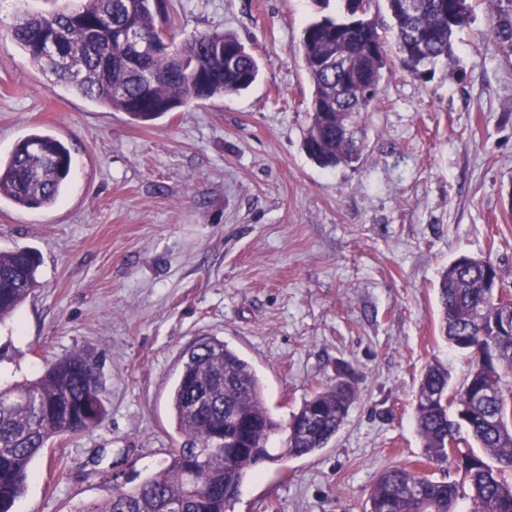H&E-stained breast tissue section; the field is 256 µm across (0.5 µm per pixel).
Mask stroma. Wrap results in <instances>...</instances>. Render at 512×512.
<instances>
[{
    "instance_id": "35a3bbf8",
    "label": "stroma",
    "mask_w": 512,
    "mask_h": 512,
    "mask_svg": "<svg viewBox=\"0 0 512 512\" xmlns=\"http://www.w3.org/2000/svg\"><path fill=\"white\" fill-rule=\"evenodd\" d=\"M473 4L452 57L385 69L360 160L335 168L303 147L300 43L338 0H166L176 42L234 33L260 71L148 125L0 48V157L34 132L72 157L53 207L0 200V251L41 257L35 292L0 321V387L77 351L107 390L104 421L49 441L12 512H75L156 471L181 440L179 356L205 337L250 363L280 422L336 378L358 391L326 448L262 465L231 512H364L381 472L428 468L420 378L444 364L455 390L468 369L439 332L440 273L488 257L512 292V52L496 33L512 5Z\"/></svg>"
}]
</instances>
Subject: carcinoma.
<instances>
[{"instance_id":"cac0c4a2","label":"carcinoma","mask_w":512,"mask_h":512,"mask_svg":"<svg viewBox=\"0 0 512 512\" xmlns=\"http://www.w3.org/2000/svg\"><path fill=\"white\" fill-rule=\"evenodd\" d=\"M54 12L26 10L8 34L30 62L74 93L146 123L190 102L248 89L259 66L253 52L230 32H211L176 45L153 44L171 36L157 22L159 0H79ZM373 0H345V16L324 17L303 30L301 55L313 86L305 149L324 168L358 160L341 134L342 113L362 125L377 108L382 72L390 63L369 17ZM410 13L385 6L392 19L395 57L409 46L421 66L452 55V37L472 11L471 0H413ZM137 29L135 48L123 39ZM57 40L80 67L74 76L42 48ZM238 49L234 64L219 52ZM324 56L331 66H319ZM71 154L56 138L32 133L0 159V198L21 207H52L71 172ZM38 254L28 248L0 252V321L37 288ZM499 270L490 258L461 255L443 269L438 285L441 336L468 354L470 369L448 393V368L429 365L414 399L417 433L429 463L453 464L459 479L438 481L423 470L390 468L375 481L365 512H512V304L498 299ZM357 398L355 384L338 379L305 400L281 453L269 448L282 429L266 406L259 377L248 361L217 338L189 345L180 360L170 402L183 442L170 449L162 469L134 488L75 512H226L255 467L302 457L326 447ZM105 389L96 363L73 352L33 379L0 389V512L25 489L32 461L55 437L90 431L103 419ZM224 429L227 457L211 452L209 434Z\"/></svg>"}]
</instances>
